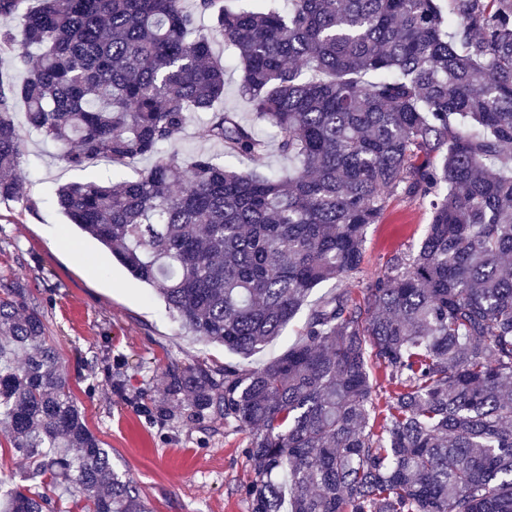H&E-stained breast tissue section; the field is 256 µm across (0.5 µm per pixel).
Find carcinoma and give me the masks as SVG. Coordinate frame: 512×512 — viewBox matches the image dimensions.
Here are the masks:
<instances>
[{
	"label": "carcinoma",
	"mask_w": 512,
	"mask_h": 512,
	"mask_svg": "<svg viewBox=\"0 0 512 512\" xmlns=\"http://www.w3.org/2000/svg\"><path fill=\"white\" fill-rule=\"evenodd\" d=\"M38 2L13 28L22 0H0V65L23 74L0 72V202L37 206L19 101L71 169L151 161L57 204L192 335L253 356L314 288L361 271L391 198L428 206L417 249L362 297L308 304L276 359L167 370L190 419L252 432L250 512H512V0ZM217 42L287 174L224 163L268 141L224 107ZM201 112L222 156L186 164ZM0 287V423L32 463L31 487L0 481V512H59L34 491L59 482L85 512H151L70 395L39 306Z\"/></svg>",
	"instance_id": "1"
}]
</instances>
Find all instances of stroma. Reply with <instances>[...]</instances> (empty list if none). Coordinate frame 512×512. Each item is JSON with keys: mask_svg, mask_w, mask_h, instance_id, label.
Instances as JSON below:
<instances>
[{"mask_svg": "<svg viewBox=\"0 0 512 512\" xmlns=\"http://www.w3.org/2000/svg\"><path fill=\"white\" fill-rule=\"evenodd\" d=\"M24 139L22 174L38 205L31 211L22 201L0 203V279L28 288L40 305L89 428L153 512H250L249 430H225L217 416L161 418L166 368L220 369L227 352L182 329L150 287L68 224L57 188L111 180V165L74 171L35 133ZM428 222L421 201L394 197L381 223L368 228L362 270L345 288L361 294L394 252L419 243Z\"/></svg>", "mask_w": 512, "mask_h": 512, "instance_id": "obj_1", "label": "stroma"}]
</instances>
